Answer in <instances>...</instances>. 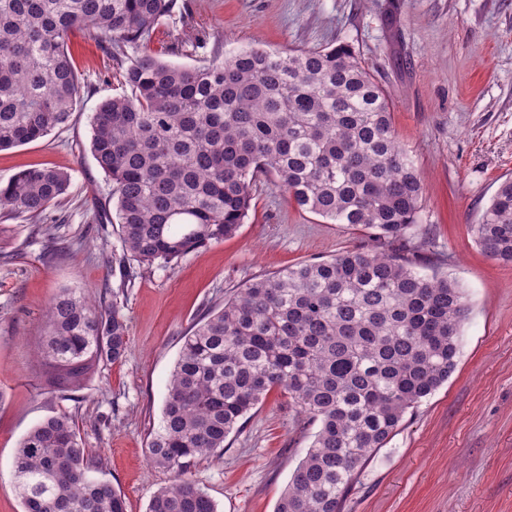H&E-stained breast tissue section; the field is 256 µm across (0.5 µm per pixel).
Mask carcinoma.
<instances>
[{
  "label": "carcinoma",
  "mask_w": 512,
  "mask_h": 512,
  "mask_svg": "<svg viewBox=\"0 0 512 512\" xmlns=\"http://www.w3.org/2000/svg\"><path fill=\"white\" fill-rule=\"evenodd\" d=\"M173 0H0V150L64 126L81 98L76 37L115 50L123 92L101 101L91 153L110 187L131 265L171 266L234 236L267 175L302 211L360 226L370 249L345 250L246 282L182 337L150 462L173 474L147 512H217L191 478L219 455L273 389L297 424H318L274 512H343L363 465L404 415L446 382L469 315L463 289L420 273L393 249L416 223L419 169L399 143L388 97L351 49L248 48L203 65L147 49ZM134 48L128 53L127 48ZM67 172L33 165L0 184V214L39 219ZM476 243L512 265V179L500 183ZM119 293L106 305L65 289L45 311L39 361L79 388L128 350ZM92 449L62 413L22 440L13 478L23 512H126L112 483L89 476Z\"/></svg>",
  "instance_id": "cac0c4a2"
}]
</instances>
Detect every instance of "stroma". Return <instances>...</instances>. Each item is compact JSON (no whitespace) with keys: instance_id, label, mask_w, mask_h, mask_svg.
I'll return each instance as SVG.
<instances>
[{"instance_id":"stroma-1","label":"stroma","mask_w":512,"mask_h":512,"mask_svg":"<svg viewBox=\"0 0 512 512\" xmlns=\"http://www.w3.org/2000/svg\"><path fill=\"white\" fill-rule=\"evenodd\" d=\"M168 61L200 65L240 50L349 46L389 99L400 143L424 184L417 222L399 246L420 271L455 279L470 314L448 382L405 415L364 466L344 512H512V266L487 257L471 231L498 185L512 177V0H174L165 20ZM81 102L67 126L0 152V183L30 164L67 172L70 185L43 216L65 240L49 253L33 223L0 217V512H23L13 462L28 431L71 415L126 512H146L169 471L146 445L157 428L182 338L211 305L250 279L368 246L366 230L300 211L266 177L237 234L171 268L135 269L122 284L114 212L90 152L91 117L120 92L116 61L93 42L72 44ZM64 288L119 291L129 348L83 389L50 391L36 351L47 303ZM272 390L224 442L192 466L218 512H274L311 439Z\"/></svg>"}]
</instances>
